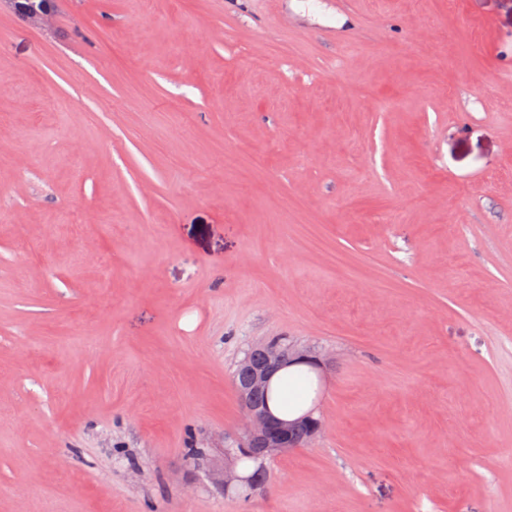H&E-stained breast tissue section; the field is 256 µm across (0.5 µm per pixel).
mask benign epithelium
I'll return each mask as SVG.
<instances>
[{
  "label": "benign epithelium",
  "mask_w": 512,
  "mask_h": 512,
  "mask_svg": "<svg viewBox=\"0 0 512 512\" xmlns=\"http://www.w3.org/2000/svg\"><path fill=\"white\" fill-rule=\"evenodd\" d=\"M254 352L263 356L261 364L252 363L244 357L238 363L239 369L246 375V381L238 387L244 408L242 437L235 447L224 449V468L218 473V482L224 493H236L255 488L253 475L239 469V458L251 453V445L259 440L263 443V456L273 459L297 448H307L325 431L326 424L321 416L307 415L294 420H282L276 417L269 406L253 402L256 393L265 390L272 377L285 365V362H304L319 369L325 354L312 346L293 344L288 351L261 343ZM306 434L298 437L300 427Z\"/></svg>",
  "instance_id": "benign-epithelium-1"
}]
</instances>
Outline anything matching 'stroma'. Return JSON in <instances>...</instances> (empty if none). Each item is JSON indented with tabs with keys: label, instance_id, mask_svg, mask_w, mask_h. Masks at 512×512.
<instances>
[{
	"label": "stroma",
	"instance_id": "35a3bbf8",
	"mask_svg": "<svg viewBox=\"0 0 512 512\" xmlns=\"http://www.w3.org/2000/svg\"><path fill=\"white\" fill-rule=\"evenodd\" d=\"M276 338L326 431L230 498ZM0 512H512V0L0 7ZM326 355L319 349H316L312 346L307 345H297L292 344L290 348H288V362L291 363L293 361L304 362V363H293L290 366L294 365H305L309 367V372H314L316 377L318 378L317 371L315 369L321 368L323 364V359ZM307 363V364H305ZM310 364V365H308ZM315 369H314V368Z\"/></svg>",
	"mask_w": 512,
	"mask_h": 512
}]
</instances>
